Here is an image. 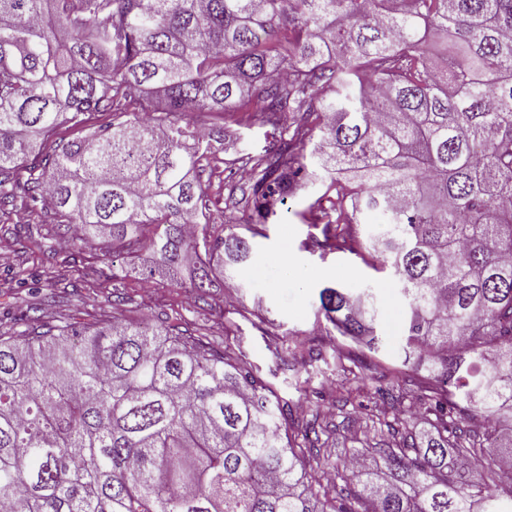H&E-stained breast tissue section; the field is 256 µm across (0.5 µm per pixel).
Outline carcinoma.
Segmentation results:
<instances>
[{
  "label": "carcinoma",
  "instance_id": "cac0c4a2",
  "mask_svg": "<svg viewBox=\"0 0 512 512\" xmlns=\"http://www.w3.org/2000/svg\"><path fill=\"white\" fill-rule=\"evenodd\" d=\"M254 112L272 129L241 163L253 183L223 230L199 179L221 130L189 109ZM110 112L81 141L63 123ZM313 145L319 172L299 160ZM321 256L381 260L402 290L401 369L369 420L385 471L312 467L331 430L315 412L282 431L245 355L186 320L103 312L55 324L41 308L0 332L5 512H504L512 504V0H0V207L49 199L57 233L104 237L139 269L207 302L250 265L246 232L318 173ZM381 210L371 232L360 215ZM147 249L153 261L138 267ZM336 332L382 346L369 293L319 292ZM336 408L350 396L351 357ZM417 409L431 431L403 418ZM305 449L303 457L297 449Z\"/></svg>",
  "mask_w": 512,
  "mask_h": 512
}]
</instances>
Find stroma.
Listing matches in <instances>:
<instances>
[{
    "instance_id": "35a3bbf8",
    "label": "stroma",
    "mask_w": 512,
    "mask_h": 512,
    "mask_svg": "<svg viewBox=\"0 0 512 512\" xmlns=\"http://www.w3.org/2000/svg\"><path fill=\"white\" fill-rule=\"evenodd\" d=\"M223 123L224 137L214 146L210 166L200 173L209 186L208 208L216 224L223 223L225 214L236 206L230 186L244 183L238 157L247 152L260 153L270 142L266 127L260 123L230 119ZM324 191L318 182L296 190L287 199L281 217L252 238L247 278L232 288L215 282L207 302L197 304L180 286L147 281L132 272L120 286H113L106 244L96 239L75 247L61 246L50 229V207L0 218V245L6 251L0 258V330L11 325L6 311L40 305V289L50 287L57 297L48 314L61 320H80L100 310L146 321L163 315L183 316L205 335L240 350L280 404L292 406L293 418L316 410L336 424L338 442L320 460L321 469L332 470L348 452L352 434L332 401L337 375L327 369L315 377L311 383L313 395L296 391L293 382L307 363L301 355L289 352L288 339L295 336L307 346L322 350L342 343L330 324L315 319L322 287L339 285L356 294L369 291L375 295L380 310L376 329L384 338L383 347L373 354L351 343L345 345L358 364L357 374L366 377L364 387L353 392L351 399L357 415L362 416L374 408L378 378L400 361L405 302L388 273L375 271L349 254L323 258L313 248L304 217L309 205ZM288 266L306 273L304 284L285 275ZM26 268L40 274L39 290L18 287L15 275Z\"/></svg>"
}]
</instances>
